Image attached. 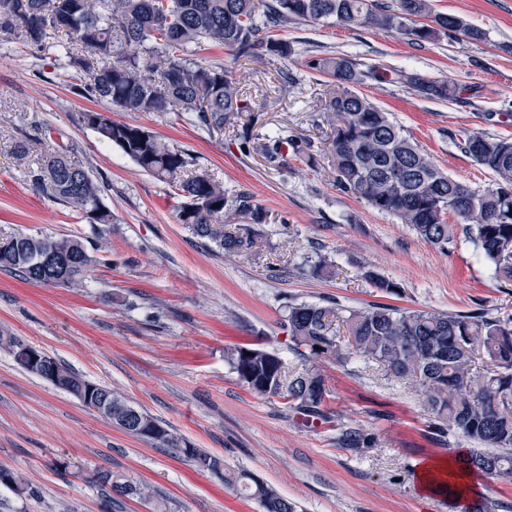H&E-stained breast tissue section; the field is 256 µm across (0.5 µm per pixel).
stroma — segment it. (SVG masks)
<instances>
[{
  "label": "stroma",
  "mask_w": 512,
  "mask_h": 512,
  "mask_svg": "<svg viewBox=\"0 0 512 512\" xmlns=\"http://www.w3.org/2000/svg\"><path fill=\"white\" fill-rule=\"evenodd\" d=\"M439 11L482 29L483 40L444 35L417 45L378 29L333 23L291 24L282 31L295 49L287 59H235L199 44V60L223 61L258 118L257 137L285 131L311 140L310 150L271 162L256 141L231 142L176 114H139L90 98L49 73V53L0 32V225L24 233L87 236L91 226L37 194L12 150L37 159L52 141L33 121L73 145V160L104 184L113 222L104 231V261L85 287L36 285L0 270V330L43 347L86 380L106 385L196 447L246 469L292 499L298 512H472L498 502L512 512V474L476 473L460 498L424 489L431 463L469 454L463 437L439 431L424 397L375 361L305 360L282 327L289 303L336 302L359 309L382 301L365 280L371 270L400 285L398 306L512 317V286L494 278L473 247L440 249L396 218L378 213L336 184L326 155L323 78L309 58L346 54L416 71L459 88L456 99H429L399 84L366 80L359 90L388 112L449 174L475 187L491 172L463 155L465 131L512 138L487 114L512 111V0H436ZM93 110L147 128L189 151L200 171L226 190L247 191L268 213L256 225L261 245L227 255L177 219L179 198L79 120ZM326 262L317 276L311 267ZM256 343L288 370L324 375L330 397L317 428L281 398L247 389L225 353ZM368 433L354 452L339 442L342 427ZM0 468L30 487L20 496L0 488V512H260L216 476L132 437L72 395L18 370L0 349ZM108 469L148 484L143 499L110 502L93 481Z\"/></svg>",
  "instance_id": "1"
}]
</instances>
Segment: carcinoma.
Instances as JSON below:
<instances>
[{
  "label": "carcinoma",
  "mask_w": 512,
  "mask_h": 512,
  "mask_svg": "<svg viewBox=\"0 0 512 512\" xmlns=\"http://www.w3.org/2000/svg\"><path fill=\"white\" fill-rule=\"evenodd\" d=\"M351 29L377 28L397 33L413 44L434 42L442 34L481 40L485 32L454 14L436 11L433 0H0V31L12 32L37 49H53L52 74L80 81L83 94L126 112H171L224 132V125L249 104L234 72L222 62L195 57L202 41L232 51L236 59L288 57L294 52L277 29L290 22L324 20ZM91 54L87 58L81 51ZM307 67L331 78L325 90V111L336 126L327 140V158L344 190L372 209L408 224L424 241L441 249L454 243V227L487 262L494 277L512 285V139L483 133L456 141L465 156L489 170L495 180L473 188L446 174L388 113L356 87L368 78L406 86L426 98H449L457 88L430 81L417 73L365 70L347 55L317 56ZM81 122L101 139L118 146L145 172L168 184L183 198L178 220L192 233L226 254L253 251L268 214L246 191L229 193L204 173H193L194 158L150 131L114 122L89 110ZM311 148L280 132L260 145L270 161ZM71 149L58 144L28 171L34 190L70 208L90 224H110L111 211L96 217L103 187L89 170L70 158ZM220 207L213 208V205ZM452 215L456 224L448 223ZM97 242L86 245L69 235L27 234L0 228V269L40 285L84 286ZM365 279L387 295L401 287L368 271ZM341 321L352 351L383 365L397 378L421 386L435 418L448 430L477 445L468 464L482 471L512 473V318L488 319L470 313L408 310L372 303L363 310H345L339 303L302 302L288 306L285 329L306 358L342 363L333 322ZM14 364L52 387L80 398L88 390L94 401L112 404L110 423L144 438L143 426L160 429L150 437L158 448L193 463L257 500L262 512H297V505L248 471L230 472L224 459L194 447L159 420L112 389L83 379L66 364L50 357L59 379L32 363L40 347L18 336L3 344ZM228 363L241 383L258 396H275L297 413L324 416L328 388L322 374L306 370L286 374L283 359L255 343L233 347ZM364 433L346 429L344 448L357 451L367 444ZM95 482L113 500L144 497L135 481L116 479L109 470L96 472ZM31 494L15 473L0 469V486Z\"/></svg>",
  "instance_id": "carcinoma-1"
}]
</instances>
